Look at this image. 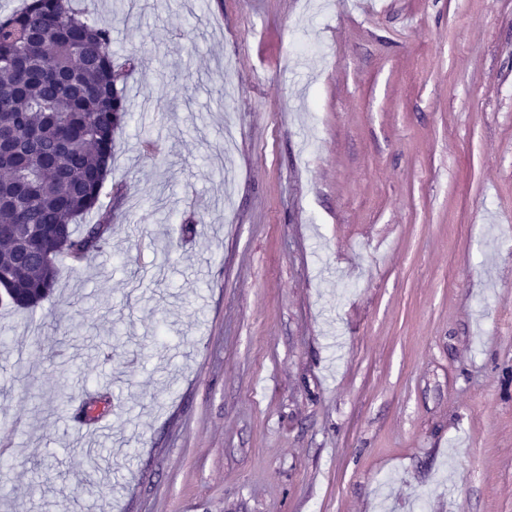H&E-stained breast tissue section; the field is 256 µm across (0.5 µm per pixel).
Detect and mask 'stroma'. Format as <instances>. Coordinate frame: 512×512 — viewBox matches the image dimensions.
<instances>
[{"label": "stroma", "mask_w": 512, "mask_h": 512, "mask_svg": "<svg viewBox=\"0 0 512 512\" xmlns=\"http://www.w3.org/2000/svg\"><path fill=\"white\" fill-rule=\"evenodd\" d=\"M73 2L131 117L0 512H512V0Z\"/></svg>", "instance_id": "1"}]
</instances>
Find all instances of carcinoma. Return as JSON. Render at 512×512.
Segmentation results:
<instances>
[{"mask_svg":"<svg viewBox=\"0 0 512 512\" xmlns=\"http://www.w3.org/2000/svg\"><path fill=\"white\" fill-rule=\"evenodd\" d=\"M111 43L72 0L0 17V302L15 308L51 296L58 255L81 261L106 243L110 218L76 223L98 207L129 115Z\"/></svg>","mask_w":512,"mask_h":512,"instance_id":"1","label":"carcinoma"}]
</instances>
